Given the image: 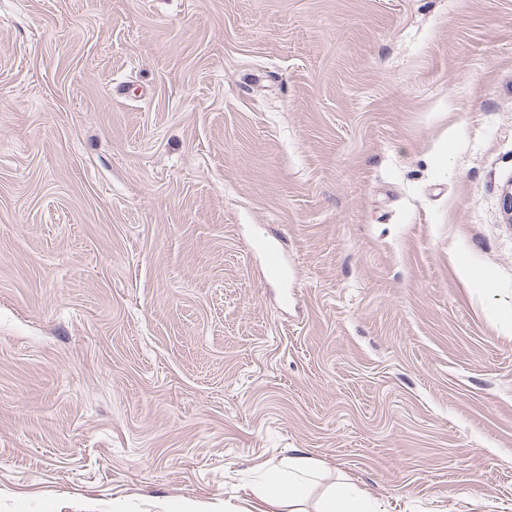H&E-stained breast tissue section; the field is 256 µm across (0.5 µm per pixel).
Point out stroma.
<instances>
[{"instance_id": "stroma-1", "label": "stroma", "mask_w": 512, "mask_h": 512, "mask_svg": "<svg viewBox=\"0 0 512 512\" xmlns=\"http://www.w3.org/2000/svg\"><path fill=\"white\" fill-rule=\"evenodd\" d=\"M510 185L512 0H0V512H512ZM264 252L269 277L271 279H286L288 269L282 249L278 246L264 244ZM314 469L313 461L309 456L298 454L288 461V472L281 471L270 475L265 489L253 491L254 496L269 506H274L284 499L279 495L282 488L288 486V504H296L303 495L302 479L306 478ZM318 512H378L375 503L366 497H358L351 488L335 485L326 494Z\"/></svg>"}]
</instances>
